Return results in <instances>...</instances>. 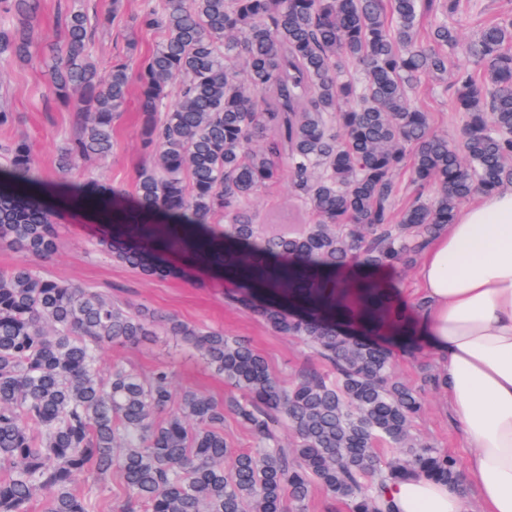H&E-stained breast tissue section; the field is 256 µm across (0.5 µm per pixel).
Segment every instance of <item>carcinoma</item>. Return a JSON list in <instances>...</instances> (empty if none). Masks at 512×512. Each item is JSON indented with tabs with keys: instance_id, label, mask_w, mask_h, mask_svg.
Returning <instances> with one entry per match:
<instances>
[{
	"instance_id": "carcinoma-1",
	"label": "carcinoma",
	"mask_w": 512,
	"mask_h": 512,
	"mask_svg": "<svg viewBox=\"0 0 512 512\" xmlns=\"http://www.w3.org/2000/svg\"><path fill=\"white\" fill-rule=\"evenodd\" d=\"M478 0H152L131 18L161 40L136 43L102 74L94 57L109 19L75 0L61 18L49 82L62 100L87 104L63 134L57 170L112 155L115 123L137 91L143 157L135 196L146 216L193 228L214 225L247 252L230 254L253 287L292 285L302 272L330 274L360 252L367 266L408 265L475 193L512 184V19L490 23L468 45L474 69L452 81L464 128L435 132L412 104L425 80L448 73L454 25ZM41 0H0V59L39 49ZM411 197L399 203L397 177ZM314 223L255 222L259 192L283 172ZM41 170L25 141L0 143V244L27 260L0 271V512H288L319 486L349 512H383L390 481L425 476L456 484V462L410 434L422 408L395 379L388 352L333 327L321 302L305 318L252 307L332 367L289 386L247 343L176 318L168 330L194 346L243 398L224 404L176 395L172 373L143 377L123 362L106 375L102 352L155 335V313L44 272L57 251L52 206L37 192ZM82 197L110 200L91 179ZM98 250L146 276L171 272L117 228ZM297 266L268 275L270 258ZM258 444L234 452L224 410ZM285 425L293 444L279 434ZM399 448L390 461L383 446ZM122 493L105 494L112 473ZM88 476L84 491L74 490Z\"/></svg>"
}]
</instances>
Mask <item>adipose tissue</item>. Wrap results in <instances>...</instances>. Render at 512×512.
<instances>
[{
	"label": "adipose tissue",
	"instance_id": "obj_1",
	"mask_svg": "<svg viewBox=\"0 0 512 512\" xmlns=\"http://www.w3.org/2000/svg\"><path fill=\"white\" fill-rule=\"evenodd\" d=\"M424 303L388 325L424 337L441 364L448 414L471 453L451 487L389 482L390 512H512V185L480 195L424 246Z\"/></svg>",
	"mask_w": 512,
	"mask_h": 512
}]
</instances>
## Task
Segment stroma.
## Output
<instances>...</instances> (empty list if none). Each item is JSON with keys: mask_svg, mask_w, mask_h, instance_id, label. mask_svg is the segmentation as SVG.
I'll use <instances>...</instances> for the list:
<instances>
[{"mask_svg": "<svg viewBox=\"0 0 512 512\" xmlns=\"http://www.w3.org/2000/svg\"><path fill=\"white\" fill-rule=\"evenodd\" d=\"M69 4L70 0H42L37 25L42 51L59 40L61 32L56 17ZM121 4L120 21L103 28L97 36L95 56L104 66L126 52L130 36L122 21L139 13L144 0H121ZM495 18H512V0H479L461 18L465 43L485 22ZM465 43L452 54L449 70L470 67ZM42 51L27 63L0 62V106L8 107L16 115L14 125L0 128V141L24 138L32 143L44 181L56 200L59 247L44 262L45 271L52 277L97 289L114 301L145 306L159 316L219 329L225 335L247 341L284 382H292L305 372H325V364L298 339L277 333L235 304V297L244 291L243 280L235 275H216L210 270L211 265L225 263L224 246L216 243L199 252L180 247L185 234L183 227H158L140 214L132 189V176L141 156L135 102H128L120 121L116 151L101 162L95 173L97 181L111 189L115 205L103 210L81 202L83 163H75L67 181L57 179V148L62 133L71 126L72 110L51 96ZM451 97L447 81L433 79L420 88L416 101L431 111L438 133L456 138L463 118L453 110ZM254 212L259 223L266 225L275 221L294 228L311 220L285 179L267 186L258 195ZM116 224L129 225L136 235L142 236L149 251L174 265V274L149 278L95 251L94 241L111 234ZM360 269V257L354 253L335 275L319 277L310 283L312 290L335 297L344 315L338 327L350 333L359 330L361 302L352 284ZM417 271L414 263L378 270V278L399 293L398 299L385 301L386 320L404 318L419 305ZM379 344L390 351L396 378L417 390L421 397L423 409L411 423L412 435L448 454L457 465H464L469 451L459 429L450 420L440 389L432 383L440 369L435 356L418 339L397 345L383 338ZM116 361L129 364L144 375L157 366H168L173 373L174 387L179 391L190 388L218 400L237 394L236 389L208 368L198 351L162 329L138 345H114L105 349L102 369H110Z\"/></svg>", "mask_w": 512, "mask_h": 512, "instance_id": "1", "label": "stroma"}]
</instances>
